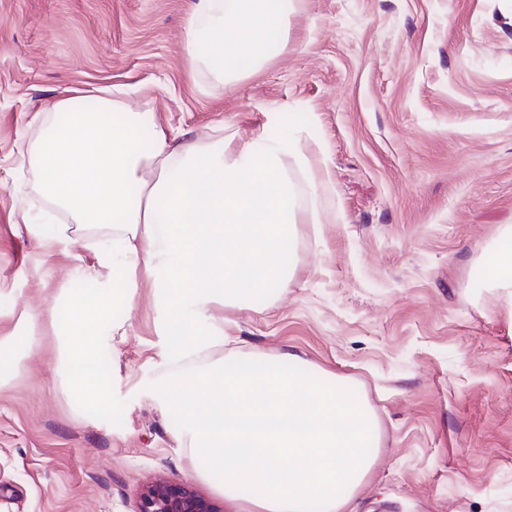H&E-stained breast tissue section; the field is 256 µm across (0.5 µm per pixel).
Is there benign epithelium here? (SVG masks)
Masks as SVG:
<instances>
[{
	"label": "benign epithelium",
	"instance_id": "benign-epithelium-1",
	"mask_svg": "<svg viewBox=\"0 0 512 512\" xmlns=\"http://www.w3.org/2000/svg\"><path fill=\"white\" fill-rule=\"evenodd\" d=\"M134 512H218L192 483L155 477L142 488Z\"/></svg>",
	"mask_w": 512,
	"mask_h": 512
}]
</instances>
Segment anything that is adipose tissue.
Instances as JSON below:
<instances>
[{
    "label": "adipose tissue",
    "mask_w": 512,
    "mask_h": 512,
    "mask_svg": "<svg viewBox=\"0 0 512 512\" xmlns=\"http://www.w3.org/2000/svg\"><path fill=\"white\" fill-rule=\"evenodd\" d=\"M185 32L188 67L231 82L287 46L288 0H196ZM82 98L78 92L54 104L67 118L48 129L36 161L44 194L79 223L111 225L120 244L86 269L97 282L93 298L61 292L64 387L79 408L99 413L110 405L115 373L99 330L115 309H132V270L143 266L169 305L171 351L204 345L213 305L287 286L294 265L283 255L293 248L298 205L285 162L314 163L285 134L236 147L223 140L205 151L160 130L147 139L134 112L102 96L95 110L82 109ZM480 266L490 286L512 288L511 226L483 251ZM104 269L111 280L101 279Z\"/></svg>",
    "instance_id": "adipose-tissue-1"
}]
</instances>
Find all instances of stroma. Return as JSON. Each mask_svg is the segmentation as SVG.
I'll return each instance as SVG.
<instances>
[{"instance_id":"obj_1","label":"stroma","mask_w":512,"mask_h":512,"mask_svg":"<svg viewBox=\"0 0 512 512\" xmlns=\"http://www.w3.org/2000/svg\"><path fill=\"white\" fill-rule=\"evenodd\" d=\"M193 6L0 0V337L41 316L39 348L0 383V512H133L160 476L239 512L148 386L257 353L297 355L368 402L375 463L356 512H512V290L479 266L512 226V0H291L286 49L235 84L188 68ZM97 87L200 148L290 133L320 189L287 162L295 272L271 297L215 304L201 350H168L138 273L122 334L100 331L119 372L90 418L55 374V315L112 230L44 197L30 155L52 103ZM33 214L69 242L27 234Z\"/></svg>"}]
</instances>
